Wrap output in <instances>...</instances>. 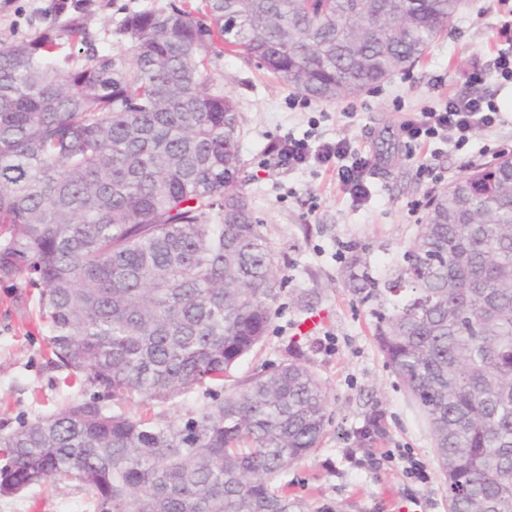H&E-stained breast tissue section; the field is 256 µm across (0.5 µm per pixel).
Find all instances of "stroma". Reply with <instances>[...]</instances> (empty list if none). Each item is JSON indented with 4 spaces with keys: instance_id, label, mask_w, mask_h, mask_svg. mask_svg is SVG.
<instances>
[{
    "instance_id": "stroma-1",
    "label": "stroma",
    "mask_w": 512,
    "mask_h": 512,
    "mask_svg": "<svg viewBox=\"0 0 512 512\" xmlns=\"http://www.w3.org/2000/svg\"><path fill=\"white\" fill-rule=\"evenodd\" d=\"M0 0V42L30 38L45 28L64 32L86 25L98 49L130 54L113 30L123 10L186 7L201 0ZM512 0H463L450 27L426 55L402 74L358 96L315 102L232 54L212 56V90L232 96L239 111L240 154L249 176L244 190L270 243L283 288L263 341L224 376L225 390L243 387L277 365L297 361L322 381L330 421L319 448L276 480L302 499L307 512H398L402 500L418 512H448V485L427 423L388 365L373 334L375 320L340 278L351 255L384 278L424 223L430 199L469 169L512 150V112L476 131L462 146L437 139L409 140L404 121L441 110L472 89L474 71L488 72L500 48ZM346 140L376 158L365 179L369 199L355 200L336 166L288 165L280 153L287 136ZM317 329L300 334L308 311ZM47 328L38 291L18 279H0V435L21 420L88 399L93 389L49 362ZM205 389L163 404L133 396L103 399L104 408L133 417L176 418L207 403ZM0 512H92L71 480L48 481L0 495Z\"/></svg>"
}]
</instances>
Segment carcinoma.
I'll list each match as a JSON object with an SVG mask.
<instances>
[{
  "mask_svg": "<svg viewBox=\"0 0 512 512\" xmlns=\"http://www.w3.org/2000/svg\"><path fill=\"white\" fill-rule=\"evenodd\" d=\"M462 0H204L129 12L133 56L0 43V278L39 289L53 364L114 401L203 387L266 336L282 281L243 183L231 53L317 101L408 70ZM204 14V23L198 14ZM375 341L428 421L448 512H512V158L434 196L382 280L349 257ZM325 386L278 365L183 417L97 397L0 436V494L77 482L94 512H306L273 481L322 441Z\"/></svg>",
  "mask_w": 512,
  "mask_h": 512,
  "instance_id": "1",
  "label": "carcinoma"
}]
</instances>
